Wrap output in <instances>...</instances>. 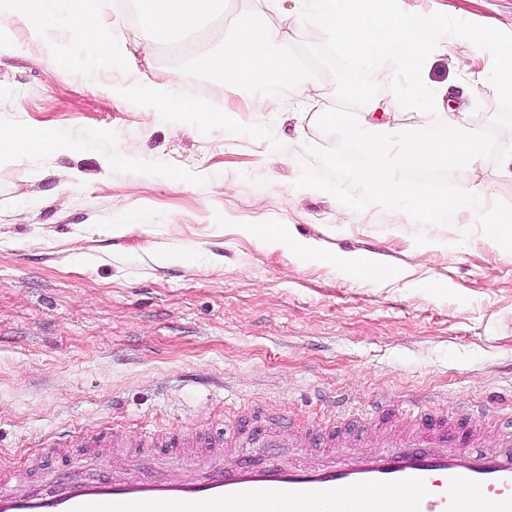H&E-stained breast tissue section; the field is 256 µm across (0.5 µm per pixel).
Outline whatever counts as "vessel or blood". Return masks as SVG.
Listing matches in <instances>:
<instances>
[{
    "label": "vessel or blood",
    "mask_w": 512,
    "mask_h": 512,
    "mask_svg": "<svg viewBox=\"0 0 512 512\" xmlns=\"http://www.w3.org/2000/svg\"><path fill=\"white\" fill-rule=\"evenodd\" d=\"M489 417L483 408L453 420L423 413L396 426L387 447L332 453L317 467L243 460L237 428L145 435L140 456L169 450L191 477H147L131 458L119 478L75 471L60 490L26 492L23 469L0 466V512H512V432L492 447L470 445ZM85 441L95 461L124 444L108 431Z\"/></svg>",
    "instance_id": "1"
}]
</instances>
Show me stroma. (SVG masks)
Masks as SVG:
<instances>
[{
  "label": "stroma",
  "mask_w": 512,
  "mask_h": 512,
  "mask_svg": "<svg viewBox=\"0 0 512 512\" xmlns=\"http://www.w3.org/2000/svg\"><path fill=\"white\" fill-rule=\"evenodd\" d=\"M97 2L90 22L121 28L126 53L95 71L76 55L48 60L23 25L0 38V123L72 144L0 161V461L65 464L72 438L100 425L203 431L258 408L253 459H266L263 431L275 427L278 459L311 465L322 450L288 437L348 419L363 444L381 443L387 425L362 418L378 400L512 411V252H492L475 220L423 226L295 188L302 164L316 162L306 143L336 145L316 123L338 105L328 69L307 80L304 108L289 88L241 95L147 47L129 2L105 14ZM396 6L512 33V0ZM491 65L453 36L429 59L431 85L467 88V129L500 111L476 80ZM175 70L183 96L237 120L210 125L112 96ZM394 78L389 64L375 73L389 126H431L399 106ZM249 224L282 226L313 249L260 244ZM357 257L390 278L362 277L346 264ZM55 431L70 441L43 454L38 439Z\"/></svg>",
  "instance_id": "1"
}]
</instances>
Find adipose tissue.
I'll return each mask as SVG.
<instances>
[{"label": "adipose tissue", "instance_id": "ef3b65f1", "mask_svg": "<svg viewBox=\"0 0 512 512\" xmlns=\"http://www.w3.org/2000/svg\"><path fill=\"white\" fill-rule=\"evenodd\" d=\"M299 2L262 0L265 10L277 16V23L240 17L231 37L215 33L219 46L206 54L195 53L181 36L221 11L224 0H134V5L150 43L192 57L199 70L217 78L228 90L251 94L279 86L305 94V84L291 64L293 49L285 32L287 26L304 19L327 28L348 56L369 58L385 49L395 50L401 58L400 75L410 88L409 105L432 109L452 99L449 87L435 88L426 80L435 41V22L430 16L398 12L395 0H323L322 7L306 14L301 13ZM16 23L26 27L31 39L53 50L61 45L60 34H69L70 46L83 51V63L90 69L118 55L125 41L121 29L89 21L87 0H0V31ZM180 86V75L174 72L160 82L116 87L115 94H137L149 112H193L212 125L233 123V115L184 98ZM68 148L66 141L44 130L0 129V159Z\"/></svg>", "mask_w": 512, "mask_h": 512}]
</instances>
